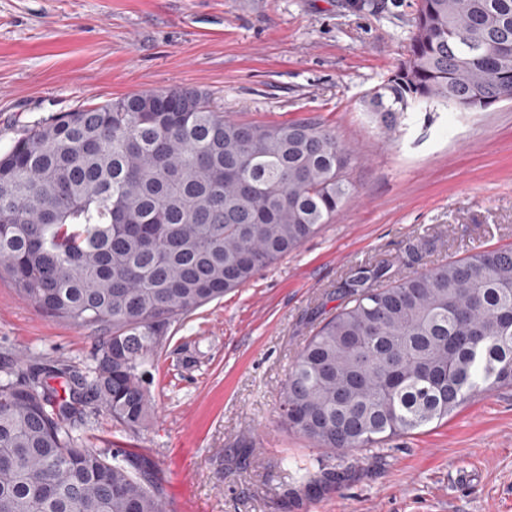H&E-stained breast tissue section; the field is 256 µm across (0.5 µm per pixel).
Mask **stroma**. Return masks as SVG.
<instances>
[{"instance_id":"obj_1","label":"stroma","mask_w":512,"mask_h":512,"mask_svg":"<svg viewBox=\"0 0 512 512\" xmlns=\"http://www.w3.org/2000/svg\"><path fill=\"white\" fill-rule=\"evenodd\" d=\"M418 0H0V155L82 104L196 87L225 115H314L357 151L335 220L247 285L174 323L151 370L155 415L132 432L94 410L84 435L142 455L167 512H512V387L422 432L333 454L279 422L305 340L358 266L424 270L512 246V103L410 112L385 131L366 95L407 58ZM102 332L50 317L0 278V371L92 365ZM336 467L306 489L295 462Z\"/></svg>"}]
</instances>
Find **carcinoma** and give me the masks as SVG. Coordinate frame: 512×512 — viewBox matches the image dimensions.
Returning <instances> with one entry per match:
<instances>
[{
	"instance_id": "1",
	"label": "carcinoma",
	"mask_w": 512,
	"mask_h": 512,
	"mask_svg": "<svg viewBox=\"0 0 512 512\" xmlns=\"http://www.w3.org/2000/svg\"><path fill=\"white\" fill-rule=\"evenodd\" d=\"M502 98L512 0H419L408 57L366 111L391 131L409 110ZM354 157L317 116L244 123L187 86L43 120L0 156V276L48 316L106 332L90 373L59 362L0 377V512H166L145 461L82 442L89 405L145 427L171 325L331 223ZM343 291L288 372V431L333 452L378 448L512 386V247L397 278L360 266Z\"/></svg>"
}]
</instances>
